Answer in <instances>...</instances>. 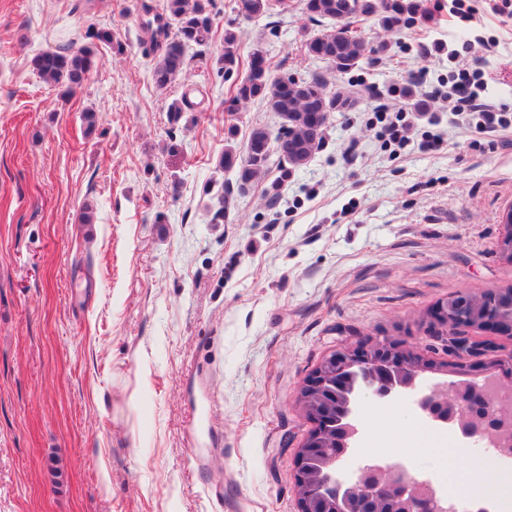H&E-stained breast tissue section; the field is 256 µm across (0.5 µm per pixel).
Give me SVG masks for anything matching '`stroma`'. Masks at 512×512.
<instances>
[{"label":"stroma","instance_id":"35a3bbf8","mask_svg":"<svg viewBox=\"0 0 512 512\" xmlns=\"http://www.w3.org/2000/svg\"><path fill=\"white\" fill-rule=\"evenodd\" d=\"M496 2L465 27L451 0H423L430 21L395 33L356 16L387 49L340 74L303 51L327 23L214 0L242 53L360 92L305 168L271 155L242 192L219 164L227 140L280 121L258 102L228 111L221 38L160 89L143 23L161 0H0V512H300L312 423L297 396L322 359L387 338L446 360L430 310L512 285V146L422 119L414 138L434 130L443 150L395 156L370 123L377 92L476 66L512 106V0ZM92 23L122 50L97 45L75 93L43 82L32 58ZM184 97L193 110L171 111ZM456 446L406 396L365 403L362 451L448 475Z\"/></svg>","mask_w":512,"mask_h":512}]
</instances>
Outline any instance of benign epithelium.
<instances>
[{
    "label": "benign epithelium",
    "instance_id": "obj_1",
    "mask_svg": "<svg viewBox=\"0 0 512 512\" xmlns=\"http://www.w3.org/2000/svg\"><path fill=\"white\" fill-rule=\"evenodd\" d=\"M502 223L500 251L512 261V211H507ZM431 322L442 329L448 355L458 360L480 359L496 348L490 340L471 334L476 330L488 336H499L512 342V289L499 287L478 296L461 292L448 302L439 303L430 313ZM357 373L361 389L369 398L386 399L400 389L413 387L415 378L441 370L429 359L403 350L397 343L385 339L355 349H340L328 355L309 375L298 394L301 403L313 401L306 413L315 422L307 440L296 452L294 491L301 512H366L367 504L379 505L387 512H442L437 494L426 488H416L407 479L404 467L398 463L385 466L366 464L352 476V484L344 487L333 473L322 474V466L339 464L359 433L360 421L346 401L342 418L346 420L338 432L340 448L329 457L320 439L331 437L330 420L336 413L345 373ZM477 380L438 382L417 394L416 405L435 421L448 422L479 404L483 391Z\"/></svg>",
    "mask_w": 512,
    "mask_h": 512
}]
</instances>
